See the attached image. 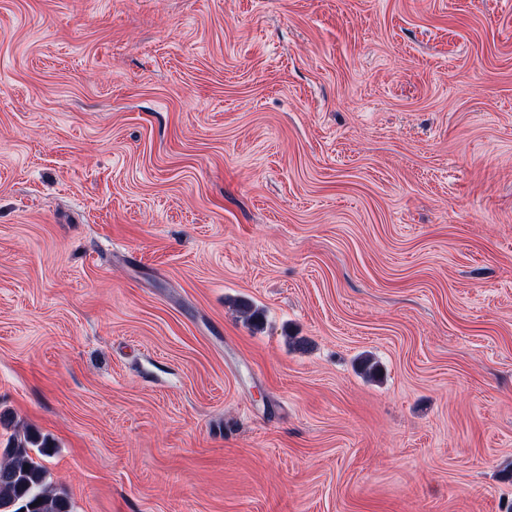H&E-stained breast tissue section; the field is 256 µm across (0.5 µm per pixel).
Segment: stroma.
<instances>
[{"mask_svg":"<svg viewBox=\"0 0 512 512\" xmlns=\"http://www.w3.org/2000/svg\"><path fill=\"white\" fill-rule=\"evenodd\" d=\"M1 413L72 512H512V0H0Z\"/></svg>","mask_w":512,"mask_h":512,"instance_id":"1","label":"stroma"}]
</instances>
